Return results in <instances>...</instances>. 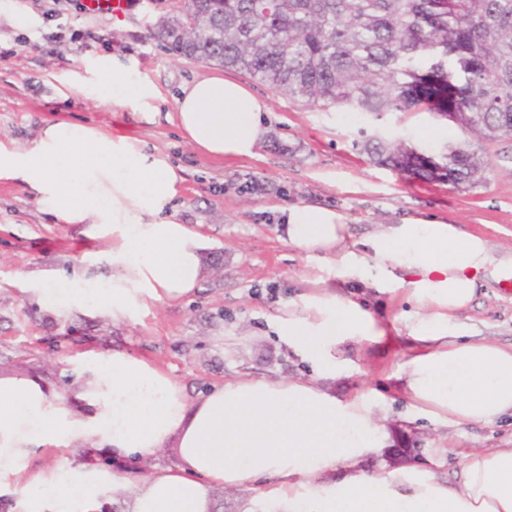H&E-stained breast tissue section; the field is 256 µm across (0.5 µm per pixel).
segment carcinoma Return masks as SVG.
Segmentation results:
<instances>
[{"label": "carcinoma", "mask_w": 512, "mask_h": 512, "mask_svg": "<svg viewBox=\"0 0 512 512\" xmlns=\"http://www.w3.org/2000/svg\"><path fill=\"white\" fill-rule=\"evenodd\" d=\"M162 21L172 53L237 68L325 108L455 116L481 139L512 137V0H191ZM379 165L455 187L482 169L466 144L440 158L367 140Z\"/></svg>", "instance_id": "cac0c4a2"}]
</instances>
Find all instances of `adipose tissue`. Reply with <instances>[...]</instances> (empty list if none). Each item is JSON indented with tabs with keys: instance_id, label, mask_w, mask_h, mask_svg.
Listing matches in <instances>:
<instances>
[{
	"instance_id": "obj_1",
	"label": "adipose tissue",
	"mask_w": 512,
	"mask_h": 512,
	"mask_svg": "<svg viewBox=\"0 0 512 512\" xmlns=\"http://www.w3.org/2000/svg\"><path fill=\"white\" fill-rule=\"evenodd\" d=\"M97 81L113 104L136 108L152 87L101 62ZM263 106L240 84L207 76L176 99L183 137L214 156L255 157L265 129ZM36 192L60 224H84L107 242L112 276L70 281L39 276L49 309L106 308L125 320L146 302L194 293L208 238L176 220L170 208L181 173L168 155L139 141L66 119L45 122L26 149L0 147V179ZM286 239L331 255L352 293L315 288L289 303L278 320L296 352L327 377L336 346L360 338L408 354L392 387L431 419L461 425L512 422V344L470 339L459 320L483 275L512 276V253L496 254L484 235L435 218L407 217L348 244L336 211L296 205ZM400 299L404 327L370 311L360 286ZM75 399L51 394L28 376L0 377V477L24 475L23 512H94L104 491L132 495L130 512H207L210 486L267 478L273 512H512V447L463 453L458 484L403 465L369 474L361 459L381 439L378 407L343 400L299 379L235 378L189 401L182 385L148 361L116 351L90 355ZM79 445L81 460L32 472L47 446ZM175 448L176 465L140 477L98 466L95 453L138 461Z\"/></svg>"
}]
</instances>
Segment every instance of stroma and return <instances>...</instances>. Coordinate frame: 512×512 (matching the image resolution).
<instances>
[{"label":"stroma","instance_id":"obj_1","mask_svg":"<svg viewBox=\"0 0 512 512\" xmlns=\"http://www.w3.org/2000/svg\"><path fill=\"white\" fill-rule=\"evenodd\" d=\"M183 0H139L123 16L91 15L80 0H11L0 11V146L20 149L45 120L63 115L113 135L138 139L183 171L174 201L181 223L207 236L205 275L196 292L114 320L109 310L56 313L43 306L31 274L62 280L82 273L111 276L103 245L82 224H59L34 191L0 179V376L28 375L72 397L84 385L80 365L91 353L121 351L173 376L189 399L241 375L327 383L338 397L384 399L381 446L362 461L365 472L392 469L388 448L445 454L436 476L457 481L459 452L512 446L511 424L441 426L410 414L390 388L398 351L348 340L336 348L340 372L323 381L316 367L276 332L288 301L320 281L335 286L332 263L289 245L282 226L288 208L335 210L353 238L405 217H437L483 233L512 250V138L484 141L431 112L373 114L297 101L213 62L168 52L152 32ZM149 82L155 97L139 108L88 97L101 59ZM220 75L242 84L265 106L264 139L254 158L217 159L194 148L176 122L175 99L185 84ZM402 139L422 151L467 143L485 162L483 178L453 187L414 181L374 164L368 138ZM462 321L473 339L512 344V288L488 281ZM268 482L212 486L208 512H269Z\"/></svg>","mask_w":512,"mask_h":512}]
</instances>
